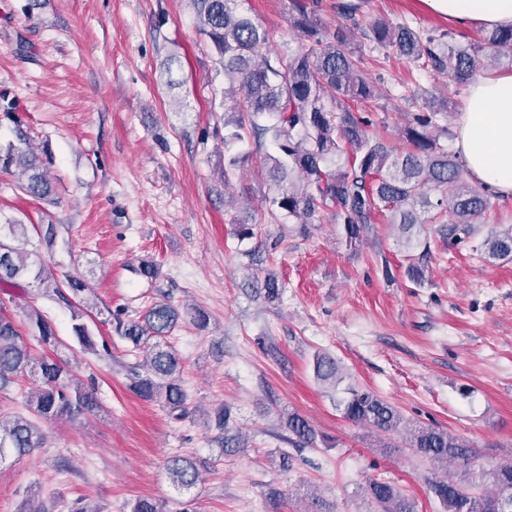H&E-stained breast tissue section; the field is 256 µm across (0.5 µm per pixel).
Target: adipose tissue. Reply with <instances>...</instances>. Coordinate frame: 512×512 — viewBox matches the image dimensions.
<instances>
[{
	"label": "adipose tissue",
	"mask_w": 512,
	"mask_h": 512,
	"mask_svg": "<svg viewBox=\"0 0 512 512\" xmlns=\"http://www.w3.org/2000/svg\"><path fill=\"white\" fill-rule=\"evenodd\" d=\"M433 13L462 25L512 26V0H423ZM456 144L471 177L491 193L512 197V74L470 86Z\"/></svg>",
	"instance_id": "1"
}]
</instances>
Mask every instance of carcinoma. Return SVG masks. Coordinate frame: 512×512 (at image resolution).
<instances>
[{"label":"carcinoma","mask_w":512,"mask_h":512,"mask_svg":"<svg viewBox=\"0 0 512 512\" xmlns=\"http://www.w3.org/2000/svg\"><path fill=\"white\" fill-rule=\"evenodd\" d=\"M200 30L224 70V149L249 127L255 150L263 155L267 178L273 187L265 197L276 224H299L303 233L329 217L343 225L345 242L357 245L380 221L393 224L408 248L430 224H476L489 208V194L470 180L459 156L438 142L436 117L448 113V101L438 102L427 91L405 96L416 111L404 129L405 146L397 148L369 132L367 109L357 106L376 101L380 93L364 70V53L351 47L361 38L374 48L392 49L417 70L430 69L448 83L469 84L485 69L484 61L502 54L512 58V27L492 29L478 41L459 43L448 32L422 35L405 25L376 20L361 27L364 0H340L336 13L345 22L329 28L321 19V0H291L289 20L299 33L297 47L269 50L266 30L241 8L240 0H188ZM266 116L275 122H262ZM20 145L0 151V169L17 170L24 181L19 189L41 201L52 200L53 183L24 135ZM52 247L56 225L29 226L8 218L0 224V285L30 279L45 294L73 308L74 336L81 349L111 355L107 343L97 344L82 322L88 288L74 276L57 280L32 259L26 249L28 228ZM494 259L512 258V227L492 231L482 243ZM285 283L268 272L258 288L268 302L279 300ZM27 331L50 353L35 357L14 318L0 311V389L22 376L40 383L26 399L28 415L0 417V464L9 458L30 456L44 446L46 434L38 421L76 419L98 408L93 392L73 374L69 362L58 354L64 343L35 307L25 311ZM178 309L165 301L155 303L141 320H117L119 338L145 354L144 363L128 367L129 389L139 398L157 402L177 419L188 415V393L180 360L160 344L175 327ZM314 373L321 382H336V360L320 354ZM341 405L349 420L379 436L406 430V444L422 459L446 466L469 463L475 449L465 440L437 427L414 426L404 421L398 408L378 395L352 389ZM231 410H214L207 423L224 432L226 455L246 448L240 433H231ZM288 442L307 448L315 431L300 414L287 415ZM210 468L204 459L174 456L167 463L172 482L190 490ZM429 492L443 512H512V458L489 470L463 477L448 474L428 483ZM367 494L376 512H416L415 502L384 478H373Z\"/></svg>","instance_id":"1"}]
</instances>
